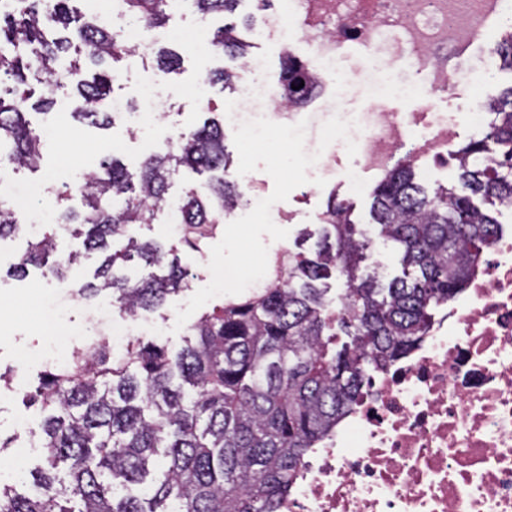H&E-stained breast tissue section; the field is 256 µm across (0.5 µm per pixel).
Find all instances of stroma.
<instances>
[{
	"label": "stroma",
	"instance_id": "35a3bbf8",
	"mask_svg": "<svg viewBox=\"0 0 512 512\" xmlns=\"http://www.w3.org/2000/svg\"><path fill=\"white\" fill-rule=\"evenodd\" d=\"M223 23L221 16H204L185 5H177L167 23L160 28L144 31L147 41L154 47L176 50L181 55L178 73L162 78L161 121L151 127L136 126L131 116L116 118L106 131L74 120L65 105L68 89L56 93L57 106L42 114L29 110L27 117L38 130L65 127V136L42 138V160L38 169H17L15 177L21 181L47 178L46 200H53L56 182L50 181L53 170L63 169L71 182H81L87 172L96 170L107 151H114L128 166L138 165L148 154L166 152L172 139L181 132L199 125L208 117L211 107L235 106L236 91L221 85L207 84V76L221 69H237L238 63L217 53L210 44L212 33ZM118 79L113 98L135 102L143 88L158 78L154 64L141 55L133 54L117 65ZM380 175L370 172L360 185H353L336 176H327L326 185L306 201L289 196L273 206V221L286 229V239L268 241V259L276 261L283 251L309 253L313 250L314 236L320 233L318 215L325 208L328 195L350 206L352 218L359 225L370 221V192ZM224 224L213 225L209 234L198 245L183 240L166 222L165 215H157L154 223L132 224L127 234L140 241L155 240L172 246L181 264L189 272L190 287L169 296L164 306L151 312L154 325L152 341L165 345L169 353H176L191 340L189 327H177L176 310L185 306L193 291L211 281L209 269L212 246L224 235ZM25 243L7 237L0 240V436L13 437V447L0 451V483L12 484L28 479V470L40 455L39 449L30 447L32 432L38 431L41 415L36 408L22 402V389L36 385L45 366L42 357L47 347L43 326L50 312L45 299L56 292L58 283L47 280L41 270L29 269L25 277L12 276L9 268L25 250ZM25 354L28 363L20 367L15 363L17 354ZM26 447L22 463H15L18 447Z\"/></svg>",
	"mask_w": 512,
	"mask_h": 512
}]
</instances>
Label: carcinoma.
<instances>
[{"label":"carcinoma","mask_w":512,"mask_h":512,"mask_svg":"<svg viewBox=\"0 0 512 512\" xmlns=\"http://www.w3.org/2000/svg\"><path fill=\"white\" fill-rule=\"evenodd\" d=\"M72 0H0V73L16 87L0 96V171L36 169L40 137L20 103L31 96L29 76L42 86L32 104H54L56 89L75 86L81 106L74 116L91 125L110 124L107 90L115 68L82 77L81 59H63L70 48L61 35L73 27L85 58L122 61L131 48L106 16L85 21ZM203 15L230 16L212 46L242 60L251 45L239 28L243 0H190ZM170 0H121L122 11L148 27L168 19ZM512 69V24L496 47ZM157 73L179 70L180 56L149 52ZM290 89L304 80L299 61L282 57ZM492 120L479 140L455 153L461 189H426L405 156L373 188L370 216L379 237L402 250L403 276L383 286L360 273L370 239L355 230L351 211L330 195L312 257H288L266 286L203 314L195 341L171 356L154 344L131 343L111 357L91 342L66 367L43 373L24 395L44 413L40 463L29 471L40 497L0 486V512H279L304 458L351 410L367 367L383 369L414 349L435 306L467 288L481 258L495 242L498 221L486 206L512 204V86L489 101ZM232 164L223 122L210 118L182 132L165 153L147 156L131 171L104 157L76 187L58 192L56 224L82 238L85 250L104 259L83 295L109 296L127 314L150 311L189 287V273L173 249L125 238L130 224H150L169 201V178L184 166L209 174L178 198L180 223L200 232L219 224L243 193L224 179ZM14 211L0 203V239L17 234ZM56 228L27 243L16 275L41 267L60 283L77 260H49ZM149 272L131 279L121 263L131 253ZM336 269L345 278L340 309L332 312L322 281ZM351 337L331 348L336 329Z\"/></svg>","instance_id":"cac0c4a2"}]
</instances>
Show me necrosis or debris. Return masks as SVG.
Instances as JSON below:
<instances>
[{
  "mask_svg": "<svg viewBox=\"0 0 512 512\" xmlns=\"http://www.w3.org/2000/svg\"><path fill=\"white\" fill-rule=\"evenodd\" d=\"M512 0H293L260 15L283 53L304 43L307 92L287 102L279 73L258 75L257 58L240 68L238 107L225 122H272L333 112L354 92L357 144L350 180L387 166L416 139V156L441 157L458 126L482 127L484 102L464 115L441 112V93L493 74L489 59ZM423 73L422 83L406 76ZM405 111L384 108L390 91ZM45 183L17 194L0 176L21 232L38 237L53 215L32 208ZM282 512H512V226L496 242L462 295L435 308L422 342L387 369L371 372L356 405L313 448Z\"/></svg>",
  "mask_w": 512,
  "mask_h": 512,
  "instance_id": "4bbe7bcc",
  "label": "necrosis or debris"
}]
</instances>
